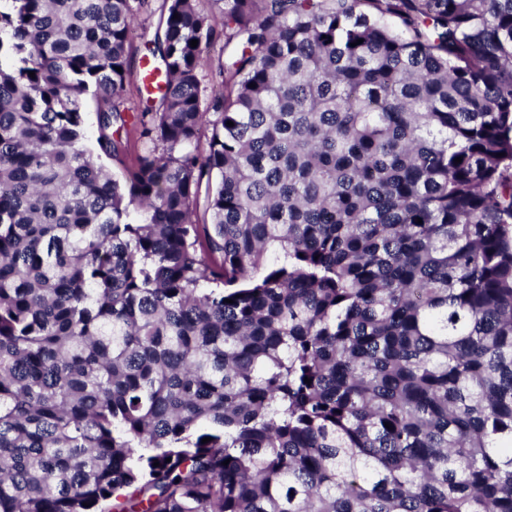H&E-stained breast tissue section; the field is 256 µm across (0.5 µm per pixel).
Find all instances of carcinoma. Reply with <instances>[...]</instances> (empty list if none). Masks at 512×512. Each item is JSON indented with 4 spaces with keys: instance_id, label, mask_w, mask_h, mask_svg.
<instances>
[{
    "instance_id": "cac0c4a2",
    "label": "carcinoma",
    "mask_w": 512,
    "mask_h": 512,
    "mask_svg": "<svg viewBox=\"0 0 512 512\" xmlns=\"http://www.w3.org/2000/svg\"><path fill=\"white\" fill-rule=\"evenodd\" d=\"M144 2L0 0V512H512V0ZM161 3L162 0H145L135 20L136 33L133 39L131 57V80L133 83H136L135 79L142 64L141 58L147 53L144 48V41L151 39L156 31ZM142 33H145L144 39L140 38ZM200 10L214 17L216 36L208 48V61L203 67L200 78L204 88V106L210 103L211 96L218 92H224V76L219 74V67L224 62V25L220 7L223 3L217 4L215 0H197Z\"/></svg>"
}]
</instances>
